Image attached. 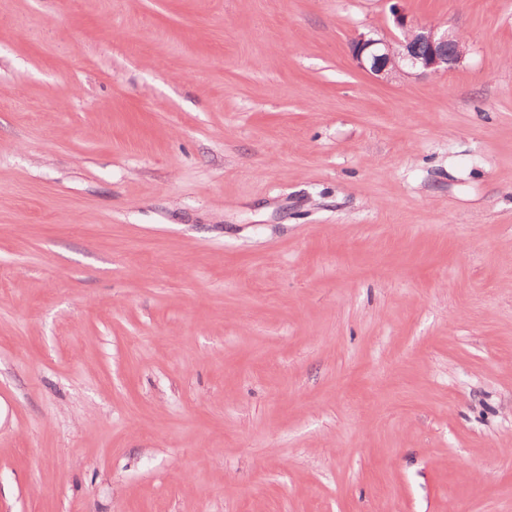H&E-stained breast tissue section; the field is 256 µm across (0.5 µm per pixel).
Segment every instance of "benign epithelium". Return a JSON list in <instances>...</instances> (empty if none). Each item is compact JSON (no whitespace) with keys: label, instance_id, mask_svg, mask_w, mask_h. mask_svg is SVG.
I'll use <instances>...</instances> for the list:
<instances>
[{"label":"benign epithelium","instance_id":"7a95c632","mask_svg":"<svg viewBox=\"0 0 512 512\" xmlns=\"http://www.w3.org/2000/svg\"><path fill=\"white\" fill-rule=\"evenodd\" d=\"M392 13L401 37L387 40L360 36L352 46V53L361 68L378 77L409 70L434 75L460 63L465 44L457 34L438 25L411 27L395 5Z\"/></svg>","mask_w":512,"mask_h":512}]
</instances>
